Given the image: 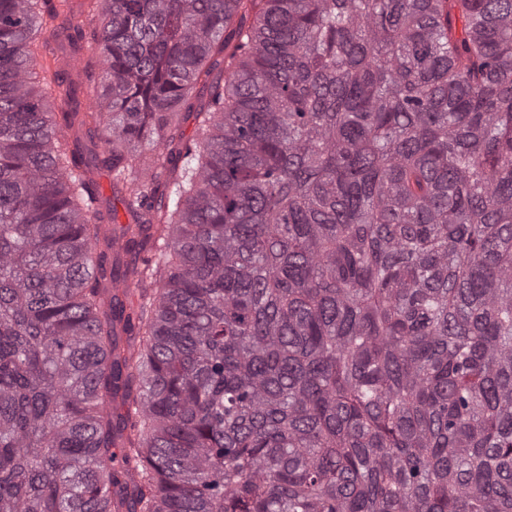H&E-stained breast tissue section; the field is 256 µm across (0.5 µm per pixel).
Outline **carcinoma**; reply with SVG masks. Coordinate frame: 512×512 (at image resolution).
<instances>
[{"label":"carcinoma","mask_w":512,"mask_h":512,"mask_svg":"<svg viewBox=\"0 0 512 512\" xmlns=\"http://www.w3.org/2000/svg\"><path fill=\"white\" fill-rule=\"evenodd\" d=\"M0 512H512V0H0ZM48 37V36H47ZM47 45L41 48L39 56H37V67L50 65L53 69L64 70L73 80L78 81L80 86L79 101L81 103L80 112L86 111L89 107H93L98 100L100 87L95 82H89L85 77V69H97L100 65L98 55L91 52H85L83 57V65L80 70H75L70 66L72 57L77 56L66 46L62 49L60 44L55 42L53 38L48 37ZM96 178L100 185L103 207L105 209H110L111 211L114 209V212H116L117 224L112 225H116V227L119 228L120 225L127 222L128 216L121 201L122 197L120 193L112 187V175L106 170H99Z\"/></svg>","instance_id":"obj_1"}]
</instances>
